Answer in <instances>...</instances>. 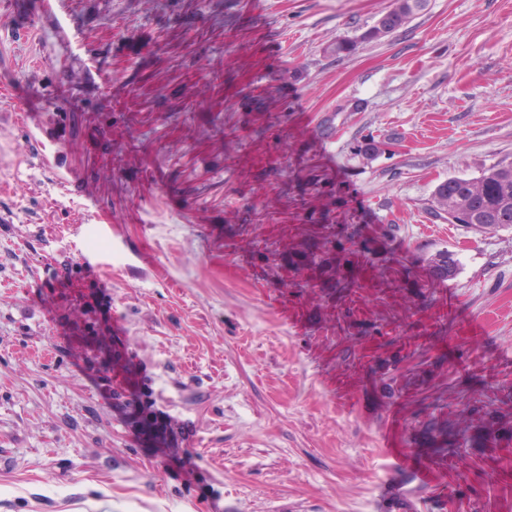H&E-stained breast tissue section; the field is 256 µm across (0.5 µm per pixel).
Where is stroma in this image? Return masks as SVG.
<instances>
[{"mask_svg": "<svg viewBox=\"0 0 512 512\" xmlns=\"http://www.w3.org/2000/svg\"><path fill=\"white\" fill-rule=\"evenodd\" d=\"M392 4L0 0V512H375L447 429L417 512H512V227L433 202L512 161V0ZM425 2L426 0H395L392 9L383 15L385 21L382 27H379L376 22L362 34L361 39L372 41L391 34L403 26L416 12L422 10ZM71 341L75 349L91 356L92 364L104 376L121 378L122 383L113 388V400H121L132 393L137 383L136 374L112 343L100 336L97 327L90 322H76Z\"/></svg>", "mask_w": 512, "mask_h": 512, "instance_id": "35a3bbf8", "label": "stroma"}]
</instances>
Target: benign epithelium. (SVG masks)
I'll use <instances>...</instances> for the list:
<instances>
[{"label":"benign epithelium","instance_id":"7a95c632","mask_svg":"<svg viewBox=\"0 0 512 512\" xmlns=\"http://www.w3.org/2000/svg\"><path fill=\"white\" fill-rule=\"evenodd\" d=\"M94 290L91 288H66L62 292L65 302L74 307L91 311ZM71 341L75 349L91 356L92 364L108 377H119L122 383L113 389L112 399L120 400L136 386V374L127 360L113 347L112 343L100 336L97 327L89 322L76 323ZM132 422L149 439L159 441L154 429V418L140 410L131 413Z\"/></svg>","mask_w":512,"mask_h":512}]
</instances>
